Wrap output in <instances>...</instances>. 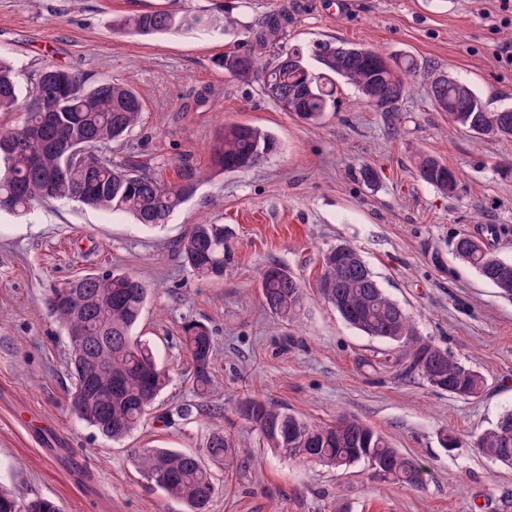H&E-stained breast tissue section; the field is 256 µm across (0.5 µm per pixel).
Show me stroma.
Masks as SVG:
<instances>
[{
  "label": "stroma",
  "mask_w": 512,
  "mask_h": 512,
  "mask_svg": "<svg viewBox=\"0 0 512 512\" xmlns=\"http://www.w3.org/2000/svg\"><path fill=\"white\" fill-rule=\"evenodd\" d=\"M168 7L197 24L168 34L115 30L122 17ZM287 9L283 44L342 38L391 57L414 56L395 112H377L356 88H336V109L310 126L284 112L259 82L236 78L218 60L246 50L266 17ZM238 22L224 35V16ZM512 10L500 0H0V57L22 93L52 64L87 86L129 85L139 126L102 153L145 166L164 182L179 161L203 175L195 194L161 227L123 213L49 202L31 214L0 211V485L56 501L63 512H184L142 477L139 448L204 453L215 408L238 451L213 469L209 512H506L512 465L494 462L479 436L512 409V301L455 258L463 233L512 259V140L460 131L434 105L431 81L469 83L489 108L512 107ZM275 134L279 149L244 173L214 168L225 124ZM454 168L459 193L417 175L419 158ZM371 167L372 180L361 176ZM221 224L234 261L222 280L197 278L180 259L192 225ZM500 225L490 234V225ZM354 247L385 293L424 339L479 372L484 389L461 399L404 373L398 346L351 327L321 298L324 252ZM278 263L303 285L301 310L281 321L265 309L262 268ZM132 270L155 290L137 328L169 371L141 423L112 443L68 407V340L43 298L50 286L90 272ZM214 340L211 398L198 397L182 348L188 325ZM256 395L314 424L354 416L420 463L422 487L373 477L367 464L342 470L275 457L235 412ZM191 406V417L179 409ZM458 440L442 446L443 434Z\"/></svg>",
  "instance_id": "35a3bbf8"
}]
</instances>
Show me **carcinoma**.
<instances>
[{
  "instance_id": "carcinoma-1",
  "label": "carcinoma",
  "mask_w": 512,
  "mask_h": 512,
  "mask_svg": "<svg viewBox=\"0 0 512 512\" xmlns=\"http://www.w3.org/2000/svg\"><path fill=\"white\" fill-rule=\"evenodd\" d=\"M288 12L260 27L258 51H230L220 59L224 70L255 78L282 110L315 125L335 105L337 82L355 86L377 112H396L416 75L417 60L382 53L344 39L281 46ZM186 24L172 10L124 17L115 25L132 34L167 33ZM273 55L262 60L266 49ZM436 107L462 130L492 139H512V108L488 110L466 82L450 77L432 83ZM21 110L20 125L0 128V210L23 214L45 200L131 215L144 227H157L195 193L203 174L188 164L178 167L179 180L164 183L136 166L114 162L100 154L103 146L124 139L139 124L142 103L129 87L104 82L86 89L79 76L48 66L22 101L12 66L0 60V112ZM67 140L78 154L65 157L58 143ZM277 139L258 127L224 125L213 164L226 173L254 168L277 150ZM420 179L445 194L459 187L457 173L440 159L426 155L418 167ZM457 259L472 268L502 297L512 299V260L503 259L484 244L460 237ZM186 265L199 278L220 280L233 262L222 224H196L181 246ZM318 288L340 317L364 334L398 344L405 352L408 372L431 387L463 399L476 396L482 376L441 349L423 341L410 316L380 287L356 250L338 245L323 256ZM265 306L283 320L291 319L303 301L301 282L279 264L265 266L260 275ZM154 289L132 272L89 273L49 289L46 306L64 327L75 380L69 394L71 412L103 437L125 438L168 384V372L153 347L136 333ZM184 348L192 361V386L197 394L213 392L211 371L214 339L202 325L186 329ZM237 412L268 448L280 457L333 469L366 462L381 480L403 486L422 484L421 466L393 448L381 435L356 418L313 425L301 417L255 397L239 401ZM483 455L512 465V410L506 411L479 438ZM206 453L226 467L234 464L233 442L214 423ZM135 463L143 476L167 498L185 504L188 512H207L215 493L212 475L194 454L169 448H141ZM0 512H61L46 498L19 497L0 489Z\"/></svg>"
}]
</instances>
